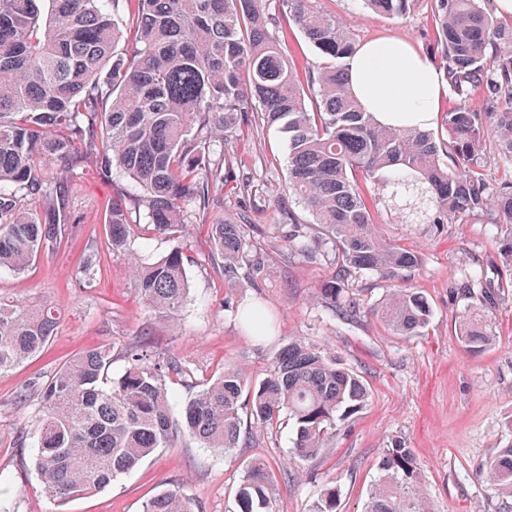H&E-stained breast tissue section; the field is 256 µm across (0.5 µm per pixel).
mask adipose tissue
<instances>
[{
	"instance_id": "obj_1",
	"label": "adipose tissue",
	"mask_w": 512,
	"mask_h": 512,
	"mask_svg": "<svg viewBox=\"0 0 512 512\" xmlns=\"http://www.w3.org/2000/svg\"><path fill=\"white\" fill-rule=\"evenodd\" d=\"M348 80L360 106L384 125L431 128L446 94L443 73L430 58L392 39L360 45Z\"/></svg>"
}]
</instances>
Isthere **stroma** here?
<instances>
[{
  "instance_id": "obj_1",
  "label": "stroma",
  "mask_w": 512,
  "mask_h": 512,
  "mask_svg": "<svg viewBox=\"0 0 512 512\" xmlns=\"http://www.w3.org/2000/svg\"><path fill=\"white\" fill-rule=\"evenodd\" d=\"M318 7L336 15L360 43L397 39L424 52L433 39L424 4L403 18L371 14L361 0H319ZM274 35L298 71L322 64L296 25H283ZM209 150L213 162L223 166L224 188L206 211L187 218L183 243L190 255V293L175 327L142 303L131 269L132 254L151 262L166 255L172 241L149 236L150 219L136 208L130 214L129 249L109 244L113 194L134 199L139 186L119 168L102 169L90 153L68 175L48 167L49 177L64 179L73 230L24 273L0 270V299L46 304L59 312L56 334L44 352L0 375V498L10 501L13 512H142L146 500L175 486L194 501L195 512H235L245 465L262 455L275 469L276 512H309L326 485L338 488L341 512H360L378 461L399 444L414 449L422 463L434 512H512V499L490 496L479 476L488 457L512 444V267L502 262V229L485 216L426 228L401 223L386 204L372 206L373 220L386 236L419 257L420 266L406 283L422 290L433 308L423 335L397 336L370 310L386 292L385 279L369 274L355 280L368 309L342 321L316 298L333 265L322 256L311 261L288 257L281 204H288L301 223H310L311 217L283 191L288 144L276 128L247 122L231 142L212 139ZM245 180L254 187L252 195L238 192ZM226 220L244 225L263 256L258 273L240 272L232 283L224 279L223 259L212 254L210 227ZM89 254L96 257L97 273L88 283L82 263ZM472 270L482 274L491 291L485 310L496 341L483 350L468 348L458 338L464 302L457 288ZM258 296L274 324L272 335L263 339L247 332L237 314ZM294 339L334 352L363 377L370 392L366 407L315 459L294 463V433L287 419L260 424L245 409L242 446L234 458L181 435L173 447L159 449L103 491L62 503L45 494L34 466V428L41 409L35 386L77 352L112 345L116 376L127 367V348L137 344L181 362L187 375L167 382L179 407L223 363L262 379L280 349Z\"/></svg>"
}]
</instances>
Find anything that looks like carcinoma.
<instances>
[{
	"instance_id": "carcinoma-1",
	"label": "carcinoma",
	"mask_w": 512,
	"mask_h": 512,
	"mask_svg": "<svg viewBox=\"0 0 512 512\" xmlns=\"http://www.w3.org/2000/svg\"><path fill=\"white\" fill-rule=\"evenodd\" d=\"M100 0H0V269L28 270L41 251L69 234L61 182L42 188L38 210L24 191L54 162L72 171L82 148L104 168L116 166L143 190L134 204L147 210L155 234L183 236L192 203L206 209L224 172L206 158L207 137L225 134L252 112L277 127L288 142L285 185L311 215L286 235L288 258L314 259L312 240L334 253L338 272L319 298L348 320L365 301L349 280L378 274L392 287L373 311L398 336H416L429 325L432 307L417 288L398 285L419 258L386 237L372 220L363 186L388 203L406 224H465L482 214L505 228L501 255L512 266V185L495 187L483 173L486 141L497 140L512 159V22L493 16L482 0H428L435 24L429 53L444 71L460 104L440 113L437 129L382 126L351 96L347 63L357 43L317 0H124L117 20ZM372 12L403 18L420 0H363ZM298 26L324 66L301 77L269 24ZM125 40L126 54H115ZM495 53L487 55V48ZM481 90L492 112L462 106ZM111 98L109 107L103 100ZM314 107H309L308 102ZM201 137L190 139L193 127ZM126 197H112V247L131 235ZM214 254L224 277L254 272L262 257L240 224L211 225ZM135 286L146 306L175 324L188 296L185 254L176 245L164 257L133 258ZM481 275L461 282L468 300L459 340L480 349L494 343L482 313ZM242 325L264 338L273 328L261 301L239 312ZM50 306L0 302V375L42 353L55 335ZM129 366L112 377V346L85 349L39 384L42 416L35 431L36 466L46 493L61 500L98 492L183 432L224 457L240 447L242 404L260 423L286 413L301 463L317 457L336 436L338 423L362 410L369 391L359 374L326 350L288 342L258 382L225 364L199 385L181 409L180 423L166 379L177 362L146 346L127 351ZM481 475L492 493L512 498V444L487 460ZM274 472L257 456L237 490L236 512H273ZM336 487L321 490L310 512H339ZM143 512H194L178 487L148 500ZM361 512H432L424 470L415 452L389 448L377 463Z\"/></svg>"
}]
</instances>
